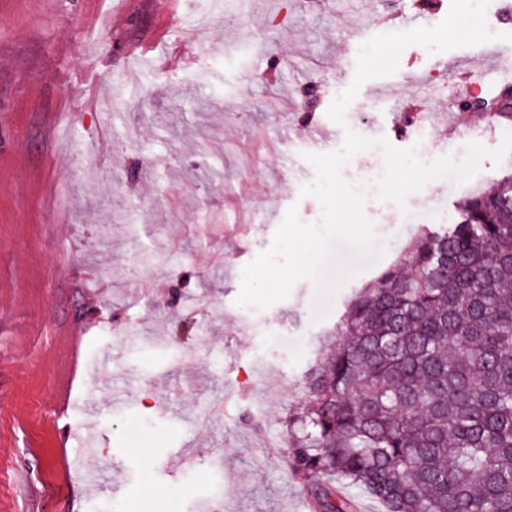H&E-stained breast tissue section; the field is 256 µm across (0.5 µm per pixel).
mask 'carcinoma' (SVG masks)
Wrapping results in <instances>:
<instances>
[{
  "instance_id": "obj_1",
  "label": "carcinoma",
  "mask_w": 512,
  "mask_h": 512,
  "mask_svg": "<svg viewBox=\"0 0 512 512\" xmlns=\"http://www.w3.org/2000/svg\"><path fill=\"white\" fill-rule=\"evenodd\" d=\"M284 465L318 512H512V176L350 300Z\"/></svg>"
}]
</instances>
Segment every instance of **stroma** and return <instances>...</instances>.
<instances>
[{
	"label": "stroma",
	"instance_id": "35a3bbf8",
	"mask_svg": "<svg viewBox=\"0 0 512 512\" xmlns=\"http://www.w3.org/2000/svg\"><path fill=\"white\" fill-rule=\"evenodd\" d=\"M114 4L0 0V512H314L283 463L310 368L355 290L421 228L454 223L512 153L401 206L366 201L385 253L363 266L335 243L326 272L347 279L332 295L302 279L241 307L242 269L289 207L321 219L300 194L314 122L426 163L497 150L512 121L483 123L463 102L490 78L512 87V0H485L476 23L464 0H432L416 30L394 20L414 0H142L116 27ZM370 21L362 55L348 33ZM194 28L209 50L175 62ZM135 42L160 69L128 60ZM486 43L498 55L475 68ZM421 75L454 127L432 126L430 148L414 139Z\"/></svg>",
	"mask_w": 512,
	"mask_h": 512
}]
</instances>
